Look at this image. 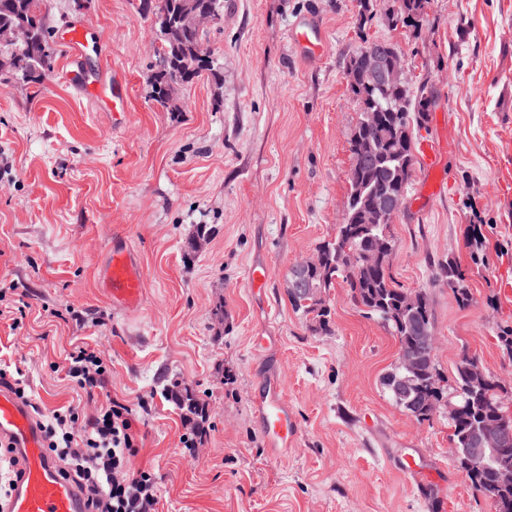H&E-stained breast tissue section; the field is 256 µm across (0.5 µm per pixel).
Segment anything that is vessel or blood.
Masks as SVG:
<instances>
[{
  "label": "vessel or blood",
  "instance_id": "b4317fda",
  "mask_svg": "<svg viewBox=\"0 0 512 512\" xmlns=\"http://www.w3.org/2000/svg\"><path fill=\"white\" fill-rule=\"evenodd\" d=\"M290 38L307 55L321 51L322 32L309 23L296 24ZM81 82L87 95L112 111H124L125 87L120 76H85ZM143 278L142 268L130 254L124 248L113 247L108 268L113 299L126 306L135 305L142 296ZM257 405L268 447L279 451L291 445L297 423L277 380L265 383ZM0 444L11 448L22 469L0 512H86L82 494L63 477L50 455L29 404L18 398L12 387L1 383Z\"/></svg>",
  "mask_w": 512,
  "mask_h": 512
}]
</instances>
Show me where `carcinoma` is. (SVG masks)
Wrapping results in <instances>:
<instances>
[{
    "label": "carcinoma",
    "mask_w": 512,
    "mask_h": 512,
    "mask_svg": "<svg viewBox=\"0 0 512 512\" xmlns=\"http://www.w3.org/2000/svg\"><path fill=\"white\" fill-rule=\"evenodd\" d=\"M42 3L43 0H0V26L22 25L27 31V38L3 45L10 55L0 60V73L38 85L44 82L51 67ZM190 3L220 8L219 0H158L155 5L143 0L142 3L143 11L155 15L158 32L163 35L168 69L151 77V93L166 108L174 106L180 89L192 85L201 76L219 77L213 58L203 60L197 56L199 38L173 25L183 5ZM428 4L429 0H402L395 23L412 26L414 18L423 15ZM348 75L361 112L377 113L379 122L369 125L360 119L352 132L350 203L345 221L338 225L334 240L319 247L321 262L306 273L307 291L298 297L291 296V300L296 310L312 316L315 327L324 330L329 326L331 312L321 292L340 279L350 288L352 301L364 314L390 328L401 350L411 346L422 332L434 331L432 313L424 293L400 288L393 280L390 272L393 244L388 231L393 219L372 220L370 207L375 196L384 190L409 187L415 149L411 128H420L427 122L432 98L423 89L417 95L407 88L369 89L358 52L349 60ZM381 242L385 250L372 265L362 267L350 263L348 251L367 249ZM437 275L448 282L459 302L469 301V290L463 285L464 273L456 260L450 258L440 264ZM474 362L476 359L465 355L456 366L459 412L450 423V438L459 448L469 447L475 428H495L505 421L508 413L502 387L489 375L484 381L477 379ZM441 382L435 360L427 358L413 373L397 365L382 377V384L393 399L419 422L430 419L443 399ZM174 396L187 418L195 420L203 414L204 404L192 392L185 390ZM466 474L473 489L492 502L495 512H512V485H493L490 472L480 467L468 469Z\"/></svg>",
    "instance_id": "1"
}]
</instances>
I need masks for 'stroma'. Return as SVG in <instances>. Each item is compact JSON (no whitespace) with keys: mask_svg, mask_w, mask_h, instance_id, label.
Returning a JSON list of instances; mask_svg holds the SVG:
<instances>
[{"mask_svg":"<svg viewBox=\"0 0 512 512\" xmlns=\"http://www.w3.org/2000/svg\"><path fill=\"white\" fill-rule=\"evenodd\" d=\"M203 43L220 67L182 90L176 111L151 97L153 15L140 0H44L53 72L43 84L0 83V360L25 371L43 411L107 397L149 413L132 470L154 474L161 512H495L450 452L447 409L417 421L381 383L398 359L387 326L365 317L344 282L323 290L329 330L288 295L289 271L343 223L360 107L346 64L362 39L394 43L410 87L434 104L416 143L447 146L445 183L415 161L389 228L397 284L430 300L445 396L463 356L512 402V0H430L417 26L392 29L400 0H222ZM322 28V57L292 50L289 29ZM88 46L72 55L65 26ZM113 68L127 117L114 123L75 74ZM144 270L138 306L104 285L113 241ZM455 259L471 293L459 303L439 263ZM266 268L263 291L247 278ZM100 350L94 394L62 368L79 344ZM275 374L298 426L266 446L254 396ZM206 407L195 447L170 397ZM416 470H409V463Z\"/></svg>","mask_w":512,"mask_h":512,"instance_id":"1","label":"stroma"}]
</instances>
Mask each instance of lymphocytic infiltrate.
Listing matches in <instances>:
<instances>
[{
  "label": "lymphocytic infiltrate",
  "instance_id": "lymphocytic-infiltrate-1",
  "mask_svg": "<svg viewBox=\"0 0 512 512\" xmlns=\"http://www.w3.org/2000/svg\"><path fill=\"white\" fill-rule=\"evenodd\" d=\"M102 367L98 351L78 346L68 354L64 369L80 389L90 392L105 380ZM79 417L71 406L40 414L39 425L63 475L83 490L89 512H159L155 477L129 468L141 441L132 407L111 397L87 425H80Z\"/></svg>",
  "mask_w": 512,
  "mask_h": 512
}]
</instances>
